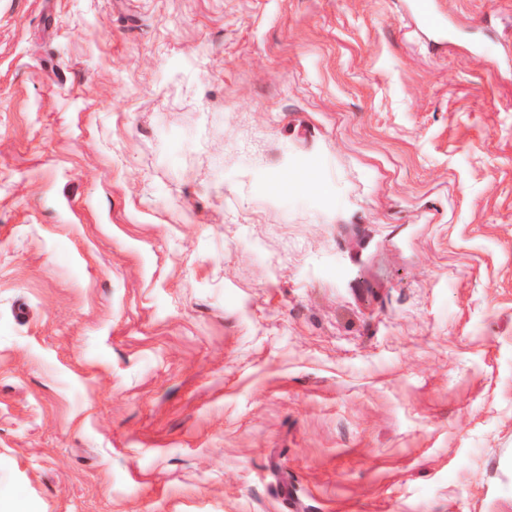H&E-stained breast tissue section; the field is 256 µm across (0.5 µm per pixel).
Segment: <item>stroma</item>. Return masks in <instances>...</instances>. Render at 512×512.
<instances>
[{"instance_id":"1","label":"stroma","mask_w":512,"mask_h":512,"mask_svg":"<svg viewBox=\"0 0 512 512\" xmlns=\"http://www.w3.org/2000/svg\"><path fill=\"white\" fill-rule=\"evenodd\" d=\"M0 0V512H512V0Z\"/></svg>"}]
</instances>
